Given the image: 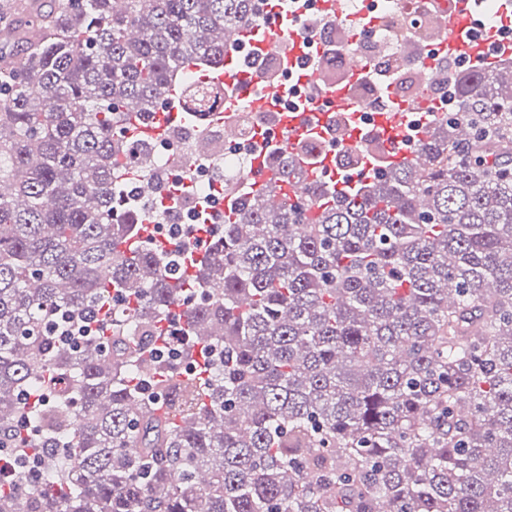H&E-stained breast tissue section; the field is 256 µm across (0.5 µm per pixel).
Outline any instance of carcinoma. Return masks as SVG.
Returning <instances> with one entry per match:
<instances>
[{
  "label": "carcinoma",
  "mask_w": 512,
  "mask_h": 512,
  "mask_svg": "<svg viewBox=\"0 0 512 512\" xmlns=\"http://www.w3.org/2000/svg\"><path fill=\"white\" fill-rule=\"evenodd\" d=\"M113 2L0 3V431L25 411L22 447L50 445L40 482L0 473V512H512V61L441 69L458 109L415 167L373 139L344 162L379 179L336 193L277 150L300 185L277 212L225 178L190 272L153 237L124 250L160 217L124 108L151 121L178 76L200 123L192 87L260 0ZM108 303L104 335L48 331Z\"/></svg>",
  "instance_id": "obj_1"
}]
</instances>
